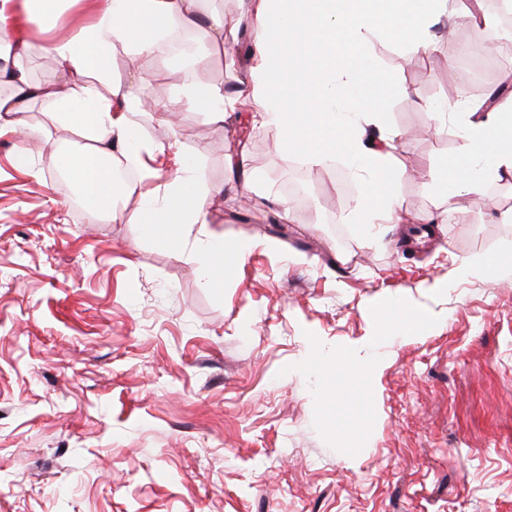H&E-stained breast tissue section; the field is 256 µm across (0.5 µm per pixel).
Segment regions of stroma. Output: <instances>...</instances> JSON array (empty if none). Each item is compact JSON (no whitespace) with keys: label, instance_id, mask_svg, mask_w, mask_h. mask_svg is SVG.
<instances>
[{"label":"stroma","instance_id":"stroma-1","mask_svg":"<svg viewBox=\"0 0 512 512\" xmlns=\"http://www.w3.org/2000/svg\"><path fill=\"white\" fill-rule=\"evenodd\" d=\"M209 8L223 50L189 76L144 59L143 101L247 79L240 0ZM88 20L79 0L30 37L42 47ZM465 31L425 54L390 35L371 49L389 80L381 124L401 133L399 196L425 234L384 224L370 240L350 219L365 184L344 156L305 163L273 125L241 141L237 111L215 124L186 109L174 126L133 113L159 150L103 221L70 199L57 151L83 138L44 102L25 113L41 132L27 164L0 130V512H512V178L475 200L436 185L463 140L430 109L475 98L448 58ZM239 155L245 188L227 163ZM187 159L216 190L208 224L163 240L128 223ZM294 168L307 200L282 228L274 199ZM204 232L255 243L209 285L192 249ZM480 256L496 266L462 274ZM404 307L429 317L410 336ZM370 336L382 342L364 356L381 363L337 391V351Z\"/></svg>","mask_w":512,"mask_h":512}]
</instances>
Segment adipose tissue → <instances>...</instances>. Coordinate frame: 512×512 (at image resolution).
Wrapping results in <instances>:
<instances>
[{"label": "adipose tissue", "instance_id": "adipose-tissue-1", "mask_svg": "<svg viewBox=\"0 0 512 512\" xmlns=\"http://www.w3.org/2000/svg\"><path fill=\"white\" fill-rule=\"evenodd\" d=\"M75 0H0V118L10 117L20 132L19 163L28 158L27 143L36 131L20 114L41 99L62 120L89 136V149L66 159L70 177L93 218L109 217L115 199L112 170L120 160L139 162L145 141L129 115L141 101L131 79L113 81L109 55L124 52L130 59L162 53L171 23L192 28L207 23L211 44L224 43V19L206 11L204 0H92L91 22L79 36L51 41L47 50L58 65L61 90L31 83L26 66L32 52L28 28L48 27ZM242 21L254 46L250 82L235 98L255 106L253 124L276 125L285 140L298 143L314 164L344 155L368 186L355 208L367 224H401L407 212L398 198L400 171L394 141L365 144L363 117L379 113L388 82L370 63V39L382 31L396 34L402 50L432 49V27L451 32L456 21L448 0H242ZM235 98L196 83L181 99L157 100L155 112L173 116L183 107L204 112L210 122L223 123ZM448 114H465L463 150L445 164L442 188L448 195L481 196L495 179L512 176V97L492 109L483 102L448 103ZM203 186L192 162L159 196L144 198L127 217L148 224L155 237L171 236L172 221H208Z\"/></svg>", "mask_w": 512, "mask_h": 512}]
</instances>
